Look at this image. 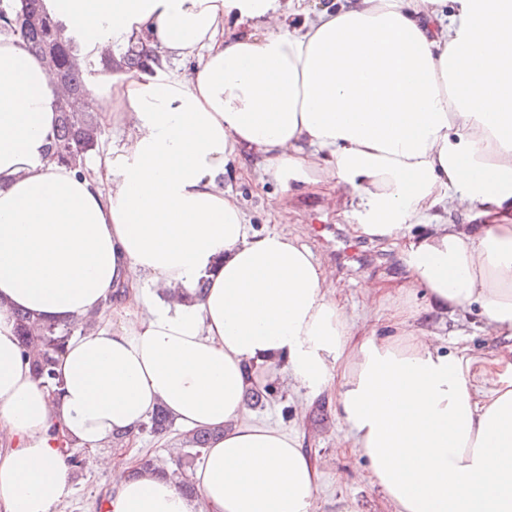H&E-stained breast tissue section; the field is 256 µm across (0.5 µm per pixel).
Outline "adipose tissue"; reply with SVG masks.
<instances>
[{"instance_id": "1", "label": "adipose tissue", "mask_w": 512, "mask_h": 512, "mask_svg": "<svg viewBox=\"0 0 512 512\" xmlns=\"http://www.w3.org/2000/svg\"><path fill=\"white\" fill-rule=\"evenodd\" d=\"M43 6L93 57L141 37L162 66L197 65L96 81L124 140L82 173L46 157L61 86L0 34V512H56L61 439L112 469L104 446L160 405L221 432L194 494L121 473L103 512H314L299 436L245 403L282 371L330 392L391 512H512V0ZM247 155L284 187L355 189V236L399 244L430 309L478 306L497 357L441 352L408 308L356 322L299 236L250 229L222 182ZM17 310L75 325L55 384L34 377Z\"/></svg>"}]
</instances>
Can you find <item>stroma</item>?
<instances>
[{"instance_id": "obj_1", "label": "stroma", "mask_w": 512, "mask_h": 512, "mask_svg": "<svg viewBox=\"0 0 512 512\" xmlns=\"http://www.w3.org/2000/svg\"><path fill=\"white\" fill-rule=\"evenodd\" d=\"M224 185L237 193L249 218L253 231L274 229L277 215L267 207L269 196L283 195L285 215L289 223L308 234L307 242L321 263L335 269L339 286L348 310L357 315L371 312L372 303L363 292L365 280L382 277L404 278L406 267L396 249L386 250L350 232L359 223L357 207L336 210L328 200L326 188L298 185L290 190L272 182L239 181L225 178ZM342 238L345 245L356 247L358 259L337 260L329 243ZM409 303L418 313V320L436 332L435 343L442 352L453 353L468 347L472 356L493 359L502 341L488 333L476 311L455 315L429 312L422 289L410 295L391 293L387 303L395 306ZM298 400L287 375H279L274 395L264 406L253 407L249 415L259 424L272 425L299 435L304 450L314 458L320 470L315 512H341L343 506H353L356 512H385L383 495L368 480L367 464L353 452L340 453L336 439L344 429L338 421L328 394H320L308 404L304 417H296L294 407ZM109 471L81 470L72 478V493L58 506V512H95V503L105 488L111 485Z\"/></svg>"}]
</instances>
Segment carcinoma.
Wrapping results in <instances>:
<instances>
[{"mask_svg": "<svg viewBox=\"0 0 512 512\" xmlns=\"http://www.w3.org/2000/svg\"><path fill=\"white\" fill-rule=\"evenodd\" d=\"M0 32L19 37L26 47L39 53L57 79L67 88L68 98L59 108L56 131L48 147L51 160L84 167L91 152L98 147L101 126L89 89V77L99 74L138 71L154 72L159 57L145 44L131 45L115 56L96 60L85 54L77 41L64 34V28L44 10L42 0H0ZM22 346L32 361L35 375L44 382L54 379L53 365L71 336V329L58 323L37 320L24 311L14 313ZM173 418L162 407L156 408L141 431L154 437L165 436ZM219 432L194 431L186 435L182 457L194 459ZM141 472L165 474V467L150 451H140L135 475Z\"/></svg>", "mask_w": 512, "mask_h": 512, "instance_id": "carcinoma-1", "label": "carcinoma"}]
</instances>
